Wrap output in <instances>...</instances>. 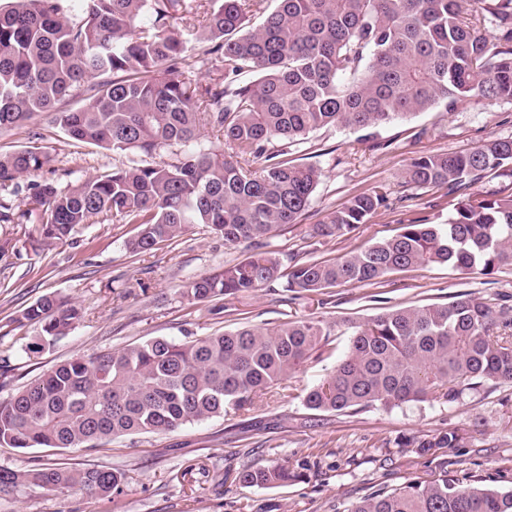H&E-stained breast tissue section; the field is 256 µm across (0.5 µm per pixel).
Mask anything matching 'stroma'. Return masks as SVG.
<instances>
[{
	"instance_id": "stroma-1",
	"label": "stroma",
	"mask_w": 512,
	"mask_h": 512,
	"mask_svg": "<svg viewBox=\"0 0 512 512\" xmlns=\"http://www.w3.org/2000/svg\"><path fill=\"white\" fill-rule=\"evenodd\" d=\"M52 156V176L73 184L131 164L128 152L74 142L39 117L27 132L0 135V149L28 145L29 133ZM512 137V101L468 99L455 111L433 110L379 128L376 141L362 132L326 127L310 133L289 158L322 172L305 215L266 240L283 267L363 250L395 235L417 218L447 220L455 199L440 188L406 186L403 173L422 153H460L492 138ZM386 194V207L352 233L316 235L324 216L371 188ZM135 224H87L69 240L42 245L33 221L0 224V401L31 378L77 355L118 351L151 338L184 342L248 325L275 327L318 317L360 322L381 308L446 303L467 293L492 305H512V269L494 275L465 274L443 265L389 275L382 290L340 286L325 295H297L278 280L226 299L191 303L181 293L196 278L212 275L251 252L225 246L220 235L198 229L177 242L133 255L126 247ZM55 295L80 308L68 336L41 352H27L35 326L16 322L18 311ZM349 335L335 336L283 381L256 409L199 421L174 432L132 435L89 448L0 447V468L26 470L61 465L123 473L121 494L19 488L0 494V512H348L352 503L435 465L412 449L395 447L403 435L449 428L469 433L470 445L447 452L448 473L480 484L512 489V384L487 383L452 403L427 401L357 413L305 408L306 389L346 353ZM288 464L302 478L285 488H243L235 480L246 466Z\"/></svg>"
}]
</instances>
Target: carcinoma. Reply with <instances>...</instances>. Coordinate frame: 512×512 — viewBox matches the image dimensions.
<instances>
[{"instance_id": "obj_1", "label": "carcinoma", "mask_w": 512, "mask_h": 512, "mask_svg": "<svg viewBox=\"0 0 512 512\" xmlns=\"http://www.w3.org/2000/svg\"><path fill=\"white\" fill-rule=\"evenodd\" d=\"M0 0V134L39 114L72 140L152 156L181 148L176 162L137 164L61 185L35 179L50 152H0V223H15L11 196L25 190L44 241L76 226L138 224L128 242L139 255L203 226L224 245L258 247L246 259L189 283L190 302L231 297L286 278L296 294L337 286L384 287L391 273L441 264L490 277L512 267V193L477 191L489 175L512 176V138L461 154L411 159L405 183L444 187L456 196L445 223L411 221L362 251L295 264L283 273L263 240L295 224L311 205L322 172L288 161L286 148L336 126L371 130L429 112L454 111L467 98L512 101V0ZM224 61V77H190L195 61L177 26ZM263 21L250 25V15ZM490 24L496 35L481 28ZM244 74L256 79L242 84ZM77 90L83 107L62 104ZM211 125L232 149L205 143ZM278 141L284 148L270 152ZM386 202L369 189L328 213L315 233L342 237ZM81 311L45 296L16 317L40 328L28 351L68 335ZM334 324L314 317L272 329L244 326L176 343L149 339L118 352L76 356L0 402V446L85 448L114 438L166 433L230 410H246L332 342ZM485 382L512 383V307L469 294L444 304L386 308L352 324L347 353L304 395L307 409L357 412L428 399L455 401ZM398 448L439 457L465 448L453 428L402 436ZM420 476L376 491L350 512H512V490ZM244 487H286L301 479L278 461L238 472ZM108 469H0V493L22 486L120 492Z\"/></svg>"}]
</instances>
